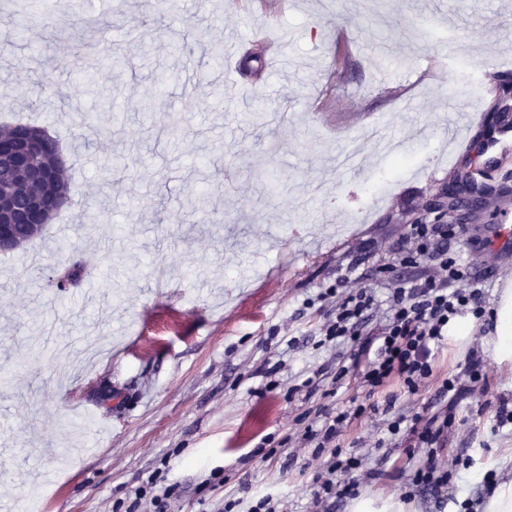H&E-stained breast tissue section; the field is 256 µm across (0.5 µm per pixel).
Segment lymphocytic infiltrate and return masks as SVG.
I'll return each instance as SVG.
<instances>
[{
    "label": "lymphocytic infiltrate",
    "instance_id": "f902f5d3",
    "mask_svg": "<svg viewBox=\"0 0 512 512\" xmlns=\"http://www.w3.org/2000/svg\"><path fill=\"white\" fill-rule=\"evenodd\" d=\"M463 224L405 225L396 252L401 265H412L426 259L437 260L436 268L415 279H398L391 285L386 300H378L367 287L338 291L328 288L320 299H335V315L322 326L326 341L350 342L352 363L341 367V374H353L369 393H376L391 383H399L408 392L425 387L433 375L434 360L448 339V325L455 318L485 314L484 294L469 272V264L461 253L448 249L452 238L464 237ZM385 320L372 337H363L362 325L376 313ZM466 377L445 378L437 392L436 412L412 415L395 414L388 424L390 435L408 431L417 443L431 445L443 440L456 419L460 399L483 397L477 392L486 369L482 359L469 358ZM364 405L354 409L324 413L321 425H307L297 433L301 446L310 447L314 456H327L325 470L315 472L312 495L315 506L330 500L357 496L362 480L359 457L343 450L341 433L366 413ZM458 468L457 462H445L428 454L413 471L404 493L405 498L430 493L443 502L448 485Z\"/></svg>",
    "mask_w": 512,
    "mask_h": 512
}]
</instances>
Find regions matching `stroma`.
<instances>
[{
	"label": "stroma",
	"instance_id": "1",
	"mask_svg": "<svg viewBox=\"0 0 512 512\" xmlns=\"http://www.w3.org/2000/svg\"><path fill=\"white\" fill-rule=\"evenodd\" d=\"M431 17L430 39L419 22ZM223 44L224 59L210 49ZM258 48L265 68L243 76ZM512 69L506 0H0V126H40L64 149L92 118L102 133L68 168L71 207L42 237L0 256V502L11 512H151L136 493L173 487L168 512H219L225 482L315 512L311 449L261 460L269 435L319 409L366 403L346 345L321 344L339 277L385 295L409 219L457 173L496 158L512 189V134L477 146ZM181 114L160 134L159 118ZM135 159L104 181L102 168ZM496 309L512 252L452 239ZM86 278L59 292L58 273ZM448 343L426 389L393 384L422 411L469 354L487 359L485 410L440 447L462 458L457 500L485 472L512 479V365L483 345ZM296 346H289V339ZM366 413L340 437L372 476L359 498L403 512H451L432 495L402 500L418 451Z\"/></svg>",
	"mask_w": 512,
	"mask_h": 512
}]
</instances>
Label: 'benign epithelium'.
<instances>
[{
	"instance_id": "7a95c632",
	"label": "benign epithelium",
	"mask_w": 512,
	"mask_h": 512,
	"mask_svg": "<svg viewBox=\"0 0 512 512\" xmlns=\"http://www.w3.org/2000/svg\"><path fill=\"white\" fill-rule=\"evenodd\" d=\"M65 165L57 141L44 133L17 128L0 137V179L32 188L22 198L0 199L1 255L20 248L22 230H43L49 218L67 204L64 196L40 191Z\"/></svg>"
}]
</instances>
